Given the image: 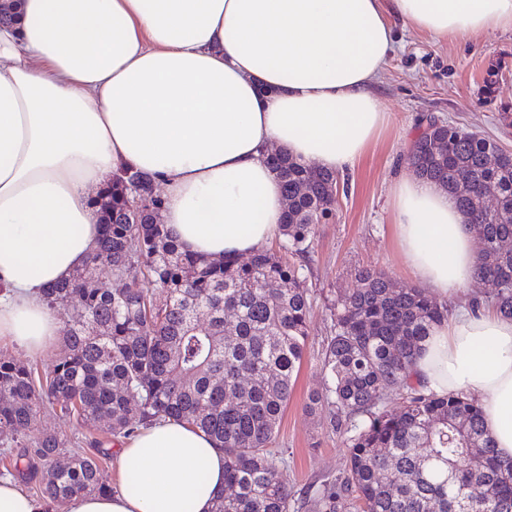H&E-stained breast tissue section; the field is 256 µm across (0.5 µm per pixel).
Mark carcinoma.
Masks as SVG:
<instances>
[{
	"mask_svg": "<svg viewBox=\"0 0 512 512\" xmlns=\"http://www.w3.org/2000/svg\"><path fill=\"white\" fill-rule=\"evenodd\" d=\"M269 161L285 194V256L260 249L245 263L182 250L153 186L132 172L112 178L94 201L101 233L90 261L45 293L51 308L78 300L62 352L43 371L0 353V449L11 457L3 476L38 484L49 501L112 489L80 440L31 436L43 409L124 437L169 419L224 448V491L211 512H289L285 462L272 445L310 336L306 259L318 226L335 215L338 181L281 149ZM407 162L479 234L476 283H491L488 302L512 316V152L431 120ZM100 265L112 271L105 287L94 283ZM133 265L153 290L127 279ZM330 319L323 389L306 408L329 410L348 466L315 491L313 512H338L346 496L356 512H512V460L494 453L480 407L411 376L448 306L369 268Z\"/></svg>",
	"mask_w": 512,
	"mask_h": 512,
	"instance_id": "cac0c4a2",
	"label": "carcinoma"
}]
</instances>
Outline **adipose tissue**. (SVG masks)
<instances>
[{"mask_svg": "<svg viewBox=\"0 0 512 512\" xmlns=\"http://www.w3.org/2000/svg\"><path fill=\"white\" fill-rule=\"evenodd\" d=\"M434 41L512 30V0H0V337L53 351L44 301L91 256L92 205L115 174L162 190V220L187 252L253 254L283 222L267 155L351 167L386 125L371 92L395 22ZM395 238L412 276L447 297L475 282V232L415 176L393 187ZM431 391L475 400L512 458V317L463 303L414 365ZM118 491L66 512H211L224 450L159 422L123 443Z\"/></svg>", "mask_w": 512, "mask_h": 512, "instance_id": "ef3b65f1", "label": "adipose tissue"}]
</instances>
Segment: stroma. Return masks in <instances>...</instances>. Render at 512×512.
<instances>
[{
  "instance_id": "35a3bbf8",
  "label": "stroma",
  "mask_w": 512,
  "mask_h": 512,
  "mask_svg": "<svg viewBox=\"0 0 512 512\" xmlns=\"http://www.w3.org/2000/svg\"><path fill=\"white\" fill-rule=\"evenodd\" d=\"M395 31L394 51L372 87L389 120L354 167L339 173L336 215L319 227L309 257L311 336L276 439L288 468L290 512H312L311 490L335 479L346 464L343 438L331 428L327 413L305 408L309 395L322 388L320 353L330 334L331 304L355 287L364 268L384 270L401 284L414 282L393 237L392 189L411 172L406 155L420 126L436 116L512 152V123L502 118L512 109V32L436 42L400 24ZM493 69L498 77L489 90L485 81ZM35 431L88 438V452L107 454L104 480L119 487V444L109 431L86 433L72 418L50 410L41 413Z\"/></svg>"
}]
</instances>
